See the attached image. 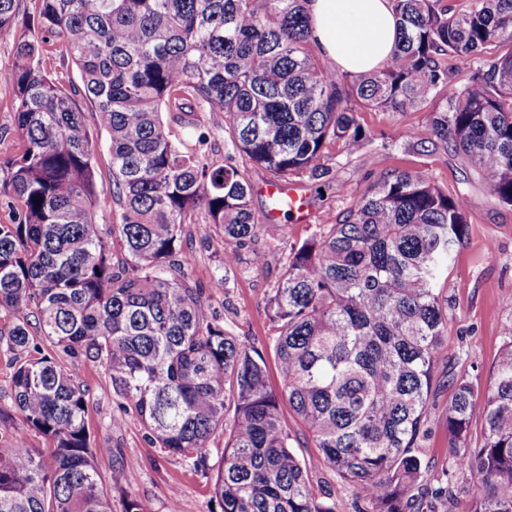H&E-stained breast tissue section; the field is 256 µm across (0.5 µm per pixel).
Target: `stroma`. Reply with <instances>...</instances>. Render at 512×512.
<instances>
[{"label":"stroma","instance_id":"35a3bbf8","mask_svg":"<svg viewBox=\"0 0 512 512\" xmlns=\"http://www.w3.org/2000/svg\"><path fill=\"white\" fill-rule=\"evenodd\" d=\"M14 46L0 41V152L17 139L13 90L6 79ZM41 68L72 91L84 112L92 106L81 93L76 65L54 48L41 56ZM356 118L364 133L358 148L342 141L325 150L319 174L297 175L306 193V220L294 214L278 215L287 225L288 240L280 242L261 235L241 252L233 265L224 263L222 240L205 228L204 213L185 225L182 251L189 261L182 267L187 281L205 292L211 312L240 341L270 351L274 334L266 314V303L285 263L287 245H300L316 225L332 224L381 176L421 170L442 190L464 193L469 200L466 237L448 270L444 294L448 310V333L435 364L433 397L428 410V437L421 443V456L431 473H449L450 450L446 433V409L452 395L449 373L468 372L488 382L492 363L512 334V315L503 306L512 298V208L490 196L483 179L465 167L461 159L442 147H421L429 115L425 112H392L360 107ZM94 146L98 191L102 203L96 211L101 224L120 223V210L112 203V166L107 136L90 130ZM264 257L262 268L252 263L254 252ZM63 366L77 367L87 391V428L94 447L103 451L97 459L102 478H109L112 459L106 451L122 449L125 464L123 492L112 495L114 512H121L124 495L152 500L155 512H216L210 476L195 470L180 457L150 445L141 424L128 419L122 428L112 425L118 408L112 385L103 367L82 357L60 355ZM310 481L322 500L334 503L336 512H368L370 505L359 491L342 482L333 472L315 468Z\"/></svg>","mask_w":512,"mask_h":512}]
</instances>
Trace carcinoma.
Returning a JSON list of instances; mask_svg holds the SVG:
<instances>
[{
    "instance_id": "obj_1",
    "label": "carcinoma",
    "mask_w": 512,
    "mask_h": 512,
    "mask_svg": "<svg viewBox=\"0 0 512 512\" xmlns=\"http://www.w3.org/2000/svg\"><path fill=\"white\" fill-rule=\"evenodd\" d=\"M391 2L396 53L349 83L311 52L306 0H41L24 28L20 0H0L19 137L0 156V194L11 202L0 222V313L13 319L0 348L23 422L0 432V512H113L102 454L112 457L111 487L124 482L121 449L90 443L75 370L31 354L32 318L64 354L104 367L119 398L112 427L134 416L153 447L202 470L224 433L212 477L220 512H336L310 483L314 460L359 489L371 512L451 500L419 448L465 195L424 171L383 176L341 220L290 247L267 301L277 389L265 353L226 331L202 290L175 273L183 226L198 211L223 240L226 265L268 225L250 208L246 166L209 158L203 132L192 145L177 138L165 112L187 129L198 126L197 107L224 113L239 154L284 183L317 171L330 142H361L357 105L428 112L425 141L460 156L512 207V0H468L458 15L439 0ZM47 45L78 67L107 135L119 224L96 222L85 112L40 68ZM482 54L463 84L442 63ZM450 382L448 447L474 488L467 512H512V336L487 384L465 372ZM27 429L47 448L32 454ZM299 435L315 448L307 460L294 450Z\"/></svg>"
}]
</instances>
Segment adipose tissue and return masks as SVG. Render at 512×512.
Returning <instances> with one entry per match:
<instances>
[{
    "label": "adipose tissue",
    "instance_id": "ef3b65f1",
    "mask_svg": "<svg viewBox=\"0 0 512 512\" xmlns=\"http://www.w3.org/2000/svg\"><path fill=\"white\" fill-rule=\"evenodd\" d=\"M309 39L341 74L385 67L399 39L390 0H308Z\"/></svg>",
    "mask_w": 512,
    "mask_h": 512
}]
</instances>
